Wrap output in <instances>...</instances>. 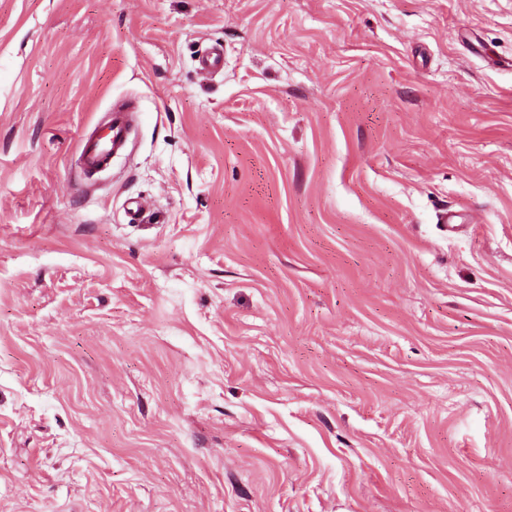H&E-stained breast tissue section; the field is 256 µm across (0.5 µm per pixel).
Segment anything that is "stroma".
<instances>
[{
    "label": "stroma",
    "mask_w": 512,
    "mask_h": 512,
    "mask_svg": "<svg viewBox=\"0 0 512 512\" xmlns=\"http://www.w3.org/2000/svg\"><path fill=\"white\" fill-rule=\"evenodd\" d=\"M0 512H512V0H0ZM129 128V112L119 107H113L108 113L105 132H93L85 137L80 147V162L82 169L92 172L106 166L112 157L127 144Z\"/></svg>",
    "instance_id": "stroma-1"
}]
</instances>
